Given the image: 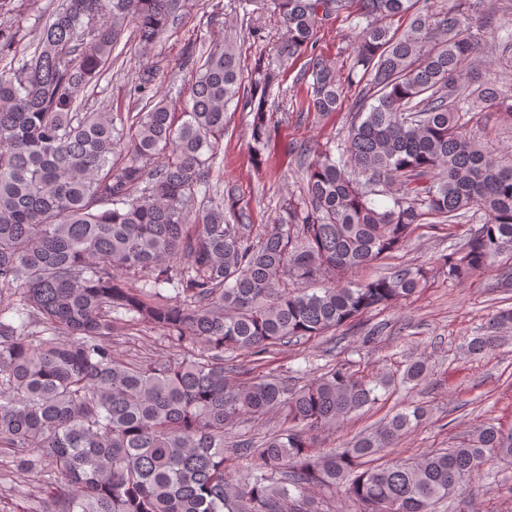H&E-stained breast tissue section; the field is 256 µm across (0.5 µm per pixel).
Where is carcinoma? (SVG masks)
I'll return each mask as SVG.
<instances>
[{"instance_id":"cac0c4a2","label":"carcinoma","mask_w":512,"mask_h":512,"mask_svg":"<svg viewBox=\"0 0 512 512\" xmlns=\"http://www.w3.org/2000/svg\"><path fill=\"white\" fill-rule=\"evenodd\" d=\"M177 2L63 0L30 58L0 73V450L48 473L40 512H319L310 487L328 499L344 491L357 512H433L512 457V431L483 423L451 448L369 466L421 425L424 407L321 453L313 434L374 405L387 382L344 364L300 386L238 381L224 354L261 356L411 297L426 279L421 268L319 292L303 285L400 250L432 219L483 213L467 241L439 257L448 279L512 259V163L466 132L482 104L512 116V94L471 77L475 29L512 72V23L486 25L473 0L437 11L429 0H272L285 37L248 83L226 35L197 67L182 112L149 103L124 130L110 112L78 111L127 23L149 50ZM355 4L347 82L370 81L347 138L309 149L305 198L286 203L256 240L249 214L211 181L225 113L232 103L254 112L259 150L271 88L313 48L322 21ZM404 15L409 29L391 31L387 20ZM308 72L301 110L336 111L343 87L332 64L315 55ZM388 193L392 205L378 206ZM140 271L151 276L131 283ZM119 320L198 352L128 361L112 342ZM505 328L511 308L465 344L467 354L489 353ZM427 376L417 359L402 380ZM270 412L281 426L224 449L229 430Z\"/></svg>"}]
</instances>
